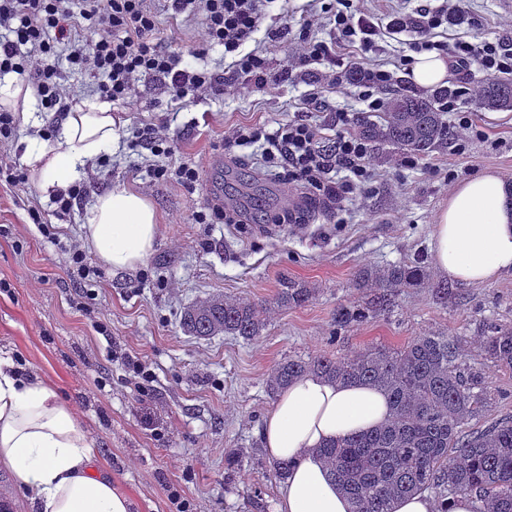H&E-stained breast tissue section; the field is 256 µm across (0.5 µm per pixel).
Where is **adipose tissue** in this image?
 <instances>
[{
    "mask_svg": "<svg viewBox=\"0 0 512 512\" xmlns=\"http://www.w3.org/2000/svg\"><path fill=\"white\" fill-rule=\"evenodd\" d=\"M0 101L24 127L39 126L33 88L0 81ZM123 122L109 102L87 100L67 113L56 139L31 140L23 160L44 197L69 189L87 161L116 151ZM161 217L130 189L97 196L86 215L84 242L115 273L138 270L156 245ZM432 264L448 280L488 284L512 275V175L488 168L458 183L436 219ZM390 415L387 395L368 385H342L310 374L278 396L260 431L270 461L289 460L278 512H351L318 453L325 443L376 428ZM0 467L21 491L27 512H133L112 481L102 451L74 410L38 375H21L0 350Z\"/></svg>",
    "mask_w": 512,
    "mask_h": 512,
    "instance_id": "ef3b65f1",
    "label": "adipose tissue"
}]
</instances>
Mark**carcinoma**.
I'll use <instances>...</instances> for the list:
<instances>
[{
	"mask_svg": "<svg viewBox=\"0 0 512 512\" xmlns=\"http://www.w3.org/2000/svg\"><path fill=\"white\" fill-rule=\"evenodd\" d=\"M458 94L440 88L428 97L409 90L393 94L380 120H365L360 135L371 143H390L414 154L446 148L455 132L436 103ZM481 109L512 111V78H492L475 93ZM356 287L365 301L336 306V327L384 312L406 288H431L448 302V281H436L424 256L385 268L365 267ZM315 295L307 285L286 279L278 305L302 307ZM184 332L198 338L221 334L251 340L264 327L262 305L240 298L213 296L188 307ZM461 339L436 333L415 336L397 349L372 346L336 357L324 353L288 358L271 371L266 392L276 397L309 373L343 384H367L387 394L392 415L377 428L318 448L331 475L353 504V512H393L400 498L428 492L438 512H448V496H471L473 512H512V420L484 429L463 426L492 401L481 369L460 360ZM483 354L512 372V323L495 324L484 336Z\"/></svg>",
	"mask_w": 512,
	"mask_h": 512,
	"instance_id": "1",
	"label": "carcinoma"
}]
</instances>
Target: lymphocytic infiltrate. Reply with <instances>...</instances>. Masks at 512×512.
<instances>
[{
    "instance_id": "f902f5d3",
    "label": "lymphocytic infiltrate",
    "mask_w": 512,
    "mask_h": 512,
    "mask_svg": "<svg viewBox=\"0 0 512 512\" xmlns=\"http://www.w3.org/2000/svg\"><path fill=\"white\" fill-rule=\"evenodd\" d=\"M276 2L165 0L172 17H201L203 44L223 46L231 55L227 71L219 72L195 69L169 51L147 0H0V77L13 74L35 86L42 107L59 114L70 111L74 100L62 79L66 67L92 74L99 92L122 104L132 101L141 77L152 78L161 94L172 100L220 94L241 85L276 88L287 81V74L271 73L262 51L252 46L258 31L272 40L287 34V26L265 25ZM320 10L331 37L304 40L298 63L333 69L341 50L357 47L366 52L359 87L367 111L383 110L384 91L397 84L398 72L409 64L402 58L390 70L371 58L384 32L409 36L414 50L441 51L457 73L475 64L490 75L512 74V52L499 42L438 41L439 30L467 21L454 0L392 13L383 25L358 14L354 0H326ZM360 119L357 113H336V131L330 136L301 118L272 131L255 124L236 130L234 143L261 157L283 183L307 189L309 205L332 207L349 195H367L375 189L370 147L356 130Z\"/></svg>"
}]
</instances>
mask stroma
<instances>
[{
  "label": "stroma",
  "mask_w": 512,
  "mask_h": 512,
  "mask_svg": "<svg viewBox=\"0 0 512 512\" xmlns=\"http://www.w3.org/2000/svg\"><path fill=\"white\" fill-rule=\"evenodd\" d=\"M474 22L449 29L478 43L501 39L512 45V8L502 0H460ZM288 36L257 39L271 71H281L298 54L300 23L308 0H288ZM311 74L294 72L276 90L256 87L199 101H172L151 79H138L128 106L112 110L127 129L157 123L171 114L170 154L160 164L195 163L203 168L196 187L150 178L139 157L124 147L110 172L88 166L90 189L69 219L56 224L62 242L81 244L87 209L96 195L128 188L148 198L162 223L157 245L131 274L102 269L95 298H82L65 272L66 255L39 232L28 211L48 201L33 182H0V349L11 352L24 372L40 375L70 405L83 429L101 448L112 479L135 503V512H170L180 494L187 512H254L261 496L266 512H277L281 484L269 479L271 462L260 429L274 402L265 393L272 369L288 357L326 352L342 356L371 346L397 348L412 337L444 333L461 337L463 361L482 369L493 403L470 420L477 430L512 418V373L483 356V327L512 322V275L485 285L453 283L447 303L431 289L401 292L390 311L337 330L338 304L363 301L355 286L358 270L384 267L431 253L433 225L457 183L484 168L512 174V120L502 119L482 138L421 156L404 166V150L386 143L372 149L377 189L345 205L342 223L316 214L310 224H200L211 212L207 194L219 185L228 203L247 198L257 218L277 212L285 184L263 172L258 160L240 157L227 131L256 123L275 130L299 117L330 126L335 112H356L363 104L356 82L341 80L329 93V110L305 108ZM224 159V171L208 172L210 158ZM314 285L317 294L298 308L275 304L282 278ZM216 295L244 297L266 305L259 338L199 339L181 328L188 306ZM138 356L154 379L147 398L138 393L111 353ZM240 448V469L227 473L224 451Z\"/></svg>",
  "instance_id": "35a3bbf8"
}]
</instances>
